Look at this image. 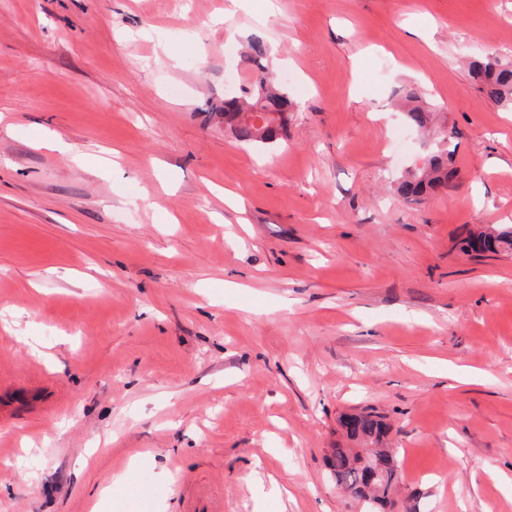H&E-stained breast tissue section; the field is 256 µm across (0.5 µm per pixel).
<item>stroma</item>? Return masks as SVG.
Listing matches in <instances>:
<instances>
[{
    "mask_svg": "<svg viewBox=\"0 0 512 512\" xmlns=\"http://www.w3.org/2000/svg\"><path fill=\"white\" fill-rule=\"evenodd\" d=\"M254 32L291 100L270 148L221 114ZM489 50L512 0H0V389L34 393L0 512H90L117 477L107 512H364L326 465L362 408L416 512H512V255L459 249L512 225ZM410 81L460 133L421 205L393 193L432 143ZM468 74L478 90L504 109L512 111V62L494 53H481L468 60ZM395 97L401 107L400 112L409 126L425 131L436 121V107L428 101L418 86L402 84L396 90Z\"/></svg>",
    "mask_w": 512,
    "mask_h": 512,
    "instance_id": "35a3bbf8",
    "label": "stroma"
}]
</instances>
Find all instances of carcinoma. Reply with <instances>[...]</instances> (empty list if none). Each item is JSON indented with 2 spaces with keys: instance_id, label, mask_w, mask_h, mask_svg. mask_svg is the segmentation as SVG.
I'll list each match as a JSON object with an SVG mask.
<instances>
[{
  "instance_id": "carcinoma-1",
  "label": "carcinoma",
  "mask_w": 512,
  "mask_h": 512,
  "mask_svg": "<svg viewBox=\"0 0 512 512\" xmlns=\"http://www.w3.org/2000/svg\"><path fill=\"white\" fill-rule=\"evenodd\" d=\"M270 48L260 34L247 38L245 56L256 69L252 81L240 87L239 93L224 99V123L232 136L247 145L274 143L286 136L288 111L291 102L285 89L265 64ZM468 74L478 90L504 109L512 110V62L502 60L494 53H481L468 60ZM396 100L401 107L405 122L420 131L434 124L437 110L422 90L413 84H402L396 90ZM263 112L265 124L259 128L241 114ZM457 131L439 129L438 144L422 159V165L414 166L401 175L395 187L396 195L404 202L420 204L430 194L455 185L458 169L454 151L448 149ZM465 253L482 256L512 254V225L470 235L462 246ZM345 443H336L327 460L330 474L336 484L352 498L364 497L363 488L373 484L369 492L370 512L394 505L393 492L401 480L397 458L386 446L390 431L384 417L365 408L357 416L343 423Z\"/></svg>"
}]
</instances>
